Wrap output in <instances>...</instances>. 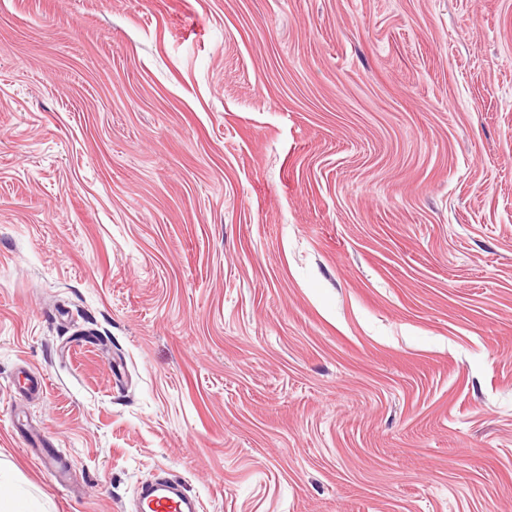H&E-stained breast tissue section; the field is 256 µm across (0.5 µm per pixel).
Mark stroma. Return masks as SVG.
Returning <instances> with one entry per match:
<instances>
[{
  "mask_svg": "<svg viewBox=\"0 0 512 512\" xmlns=\"http://www.w3.org/2000/svg\"><path fill=\"white\" fill-rule=\"evenodd\" d=\"M0 469L512 512V0H0ZM26 446L28 448H41L40 452L33 451L32 453L42 467H44V469L49 472L60 485L67 481L69 464L62 455L51 453L46 449L49 445L44 443L36 445L26 443Z\"/></svg>",
  "mask_w": 512,
  "mask_h": 512,
  "instance_id": "1",
  "label": "stroma"
}]
</instances>
